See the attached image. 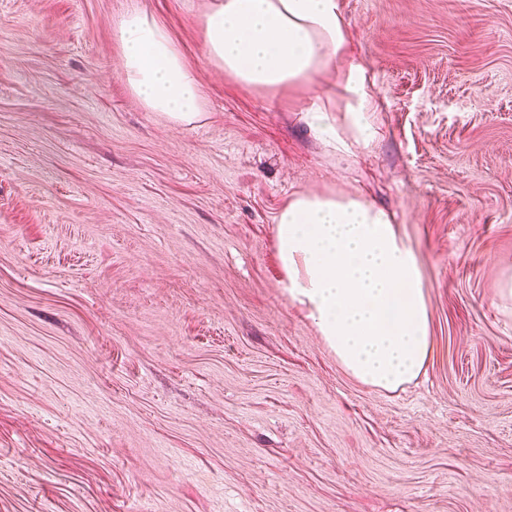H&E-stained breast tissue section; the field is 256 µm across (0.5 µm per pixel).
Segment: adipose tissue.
<instances>
[{
	"label": "adipose tissue",
	"instance_id": "obj_1",
	"mask_svg": "<svg viewBox=\"0 0 512 512\" xmlns=\"http://www.w3.org/2000/svg\"><path fill=\"white\" fill-rule=\"evenodd\" d=\"M209 61L249 88L309 85L335 73L341 118L307 109L309 129L333 152L373 146L378 104L371 71L348 51L341 0H216L201 18ZM122 74L137 101L176 124L200 115L194 71L146 12L115 28ZM289 299L359 382L394 391L417 378L432 351L421 267L384 208L357 193L299 192L276 217Z\"/></svg>",
	"mask_w": 512,
	"mask_h": 512
}]
</instances>
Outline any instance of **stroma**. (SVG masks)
<instances>
[{
	"instance_id": "1",
	"label": "stroma",
	"mask_w": 512,
	"mask_h": 512,
	"mask_svg": "<svg viewBox=\"0 0 512 512\" xmlns=\"http://www.w3.org/2000/svg\"><path fill=\"white\" fill-rule=\"evenodd\" d=\"M211 0H0V512H512V0H342L378 135L301 119L335 73L247 88ZM139 8L195 71L180 125L129 91ZM392 212L432 354L359 383L292 304L275 218L302 191Z\"/></svg>"
}]
</instances>
